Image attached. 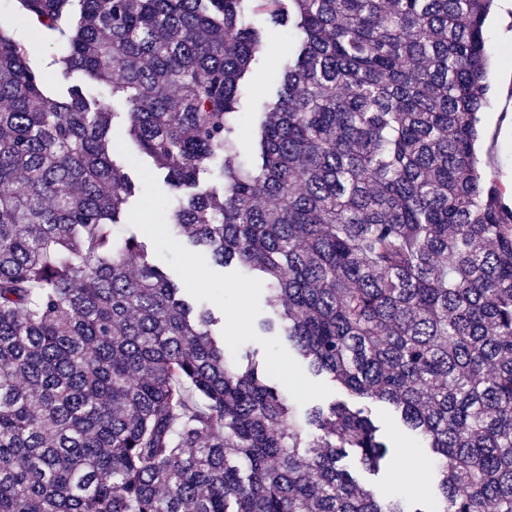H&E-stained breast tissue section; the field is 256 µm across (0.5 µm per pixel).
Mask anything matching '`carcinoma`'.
Returning a JSON list of instances; mask_svg holds the SVG:
<instances>
[{"label": "carcinoma", "instance_id": "carcinoma-1", "mask_svg": "<svg viewBox=\"0 0 512 512\" xmlns=\"http://www.w3.org/2000/svg\"><path fill=\"white\" fill-rule=\"evenodd\" d=\"M493 0H19L68 36L62 97L0 30V512H512V207L480 168ZM288 31L241 161L239 90ZM181 237L266 287L315 375L387 403L430 451L428 509L367 470L388 446L335 402L299 421L229 356L135 235L109 100Z\"/></svg>", "mask_w": 512, "mask_h": 512}]
</instances>
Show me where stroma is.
Returning a JSON list of instances; mask_svg holds the SVG:
<instances>
[{
  "label": "stroma",
  "mask_w": 512,
  "mask_h": 512,
  "mask_svg": "<svg viewBox=\"0 0 512 512\" xmlns=\"http://www.w3.org/2000/svg\"><path fill=\"white\" fill-rule=\"evenodd\" d=\"M15 0H0V27L10 35H22L23 45L32 47L31 61L51 76L52 88L65 93L73 84L84 82L82 72L62 74L54 63L58 32L50 31L30 21L15 25ZM485 32L490 60L488 104L480 114V141L478 154L488 178L494 179L506 203L512 204V0H496L489 15ZM283 54V36L268 31L265 45L255 65L260 78L248 82L241 90L240 108L244 114L259 111L264 98L280 78ZM149 255L164 266L178 287L195 294L214 311L217 331L233 341L236 354L257 352L292 399L298 417H305L311 407L340 401L353 409L365 408L379 433L389 444V456L379 473H371L359 462L354 450H347L342 460L361 482L387 491L403 487V449L418 447L419 441L401 422L400 415L384 403L364 404L327 379L304 375L296 356L275 338L255 335L253 321L263 310V300L255 279L243 271L228 272L204 256H187L181 249L172 225H165L157 233L146 236ZM202 272L201 283H193V272ZM246 286L248 296H240L237 286ZM236 324H229V317Z\"/></svg>",
  "instance_id": "35a3bbf8"
}]
</instances>
